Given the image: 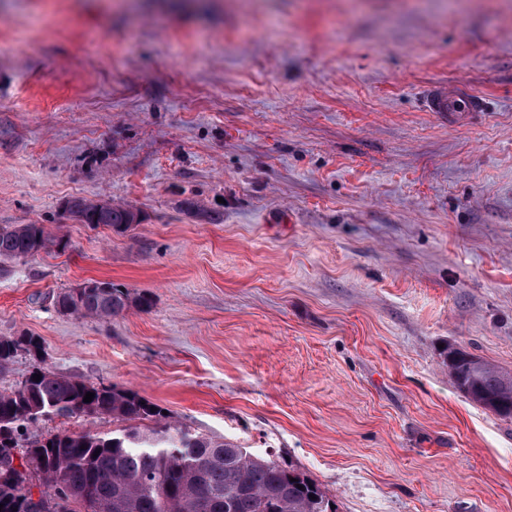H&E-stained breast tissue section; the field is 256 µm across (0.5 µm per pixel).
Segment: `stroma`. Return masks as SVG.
Listing matches in <instances>:
<instances>
[{
	"mask_svg": "<svg viewBox=\"0 0 512 512\" xmlns=\"http://www.w3.org/2000/svg\"><path fill=\"white\" fill-rule=\"evenodd\" d=\"M482 95L430 112L429 88ZM128 204L127 232L68 219ZM0 337L190 431L292 462L338 512H512V419L441 348L512 371V0H0ZM154 299L59 313L86 279ZM108 415L37 435L108 434ZM63 237L51 236L42 224L0 227V262L29 260L51 247L66 248ZM20 348L26 350L30 355L39 356L43 349V342L40 336L21 334L13 337L0 338V373L7 371L13 362L16 351Z\"/></svg>",
	"mask_w": 512,
	"mask_h": 512,
	"instance_id": "obj_1",
	"label": "stroma"
}]
</instances>
